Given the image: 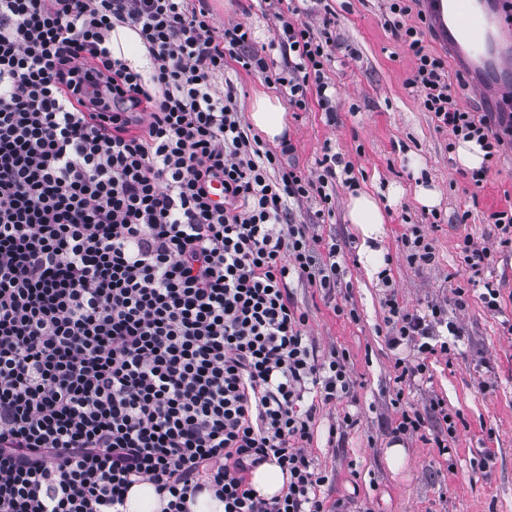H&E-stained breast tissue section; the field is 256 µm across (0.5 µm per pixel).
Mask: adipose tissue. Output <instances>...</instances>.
Masks as SVG:
<instances>
[{
    "label": "adipose tissue",
    "instance_id": "1",
    "mask_svg": "<svg viewBox=\"0 0 512 512\" xmlns=\"http://www.w3.org/2000/svg\"><path fill=\"white\" fill-rule=\"evenodd\" d=\"M254 129L271 144H279L288 134V118L278 98L255 92L249 110ZM347 219L359 235L357 254L367 277H377L386 266L384 246L387 215L376 194L360 190L349 196Z\"/></svg>",
    "mask_w": 512,
    "mask_h": 512
}]
</instances>
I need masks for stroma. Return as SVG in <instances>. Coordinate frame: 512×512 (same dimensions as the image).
Returning <instances> with one entry per match:
<instances>
[{
  "label": "stroma",
  "instance_id": "1",
  "mask_svg": "<svg viewBox=\"0 0 512 512\" xmlns=\"http://www.w3.org/2000/svg\"><path fill=\"white\" fill-rule=\"evenodd\" d=\"M209 5L216 23H243L255 45L268 42L272 29L261 0H209ZM385 5V0H316V17L332 20L336 45L325 74L336 84V99L328 109L314 103L308 111L288 112V137L296 147L291 164L307 174L316 171L326 145L341 161L332 217L321 222L303 210L295 221L338 241L342 285L332 301L300 283L292 293L307 315V334L321 350L348 351L359 413L358 426L333 441L329 427L346 406L321 409L308 452L332 477L321 489L327 512H336L337 500L350 494L353 512H512V252L496 254L484 272L501 289L495 311L485 307L480 288L469 287L457 254L467 235L480 245H495L489 215L512 197V153L493 160L483 182L474 184L469 169L457 161L453 134L437 129L408 85L414 59L386 26ZM422 181L440 194L436 211L415 199ZM393 184L404 193L389 208L385 226L388 280L371 282L358 263L357 232L346 218V202L356 190L383 193ZM412 224L431 240L432 262H406L402 237ZM390 288L410 310L445 304L449 321L460 330L454 354L430 358L429 379L405 391L406 401L422 413L431 398L445 401L457 428L447 452L435 444L443 433L432 420L423 435L397 442L390 434L399 417L392 403L394 354L386 343L383 306ZM461 288L467 291L462 306ZM337 304L355 309L356 319L336 316ZM396 445L404 448L406 461L395 472L386 451Z\"/></svg>",
  "mask_w": 512,
  "mask_h": 512
}]
</instances>
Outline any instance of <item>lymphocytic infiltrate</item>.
I'll list each match as a JSON object with an SVG mask.
<instances>
[{"mask_svg":"<svg viewBox=\"0 0 512 512\" xmlns=\"http://www.w3.org/2000/svg\"><path fill=\"white\" fill-rule=\"evenodd\" d=\"M388 0L387 24L416 60L409 80L440 127L493 159L512 146L461 107L446 62ZM281 62L207 0H0V512H120L149 481L165 512L213 491L224 512H326L327 474L308 454L318 405L355 403L345 350L303 331L292 281L336 295L340 247L293 213L331 215L336 155L315 173L284 167L243 121L226 60L288 91L293 109L331 102L330 18L270 5ZM133 29L150 76L112 54ZM221 183L222 202L211 197ZM494 248V247H493ZM493 248L458 245L469 284ZM396 383L424 379L458 328L386 294ZM273 461L280 495L246 476Z\"/></svg>","mask_w":512,"mask_h":512,"instance_id":"f902f5d3","label":"lymphocytic infiltrate"}]
</instances>
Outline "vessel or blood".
<instances>
[{
  "label": "vessel or blood",
  "instance_id": "obj_1",
  "mask_svg": "<svg viewBox=\"0 0 512 512\" xmlns=\"http://www.w3.org/2000/svg\"><path fill=\"white\" fill-rule=\"evenodd\" d=\"M439 39L470 75L460 96L474 91L502 93V77L512 76V29L502 26L501 0H426Z\"/></svg>",
  "mask_w": 512,
  "mask_h": 512
}]
</instances>
